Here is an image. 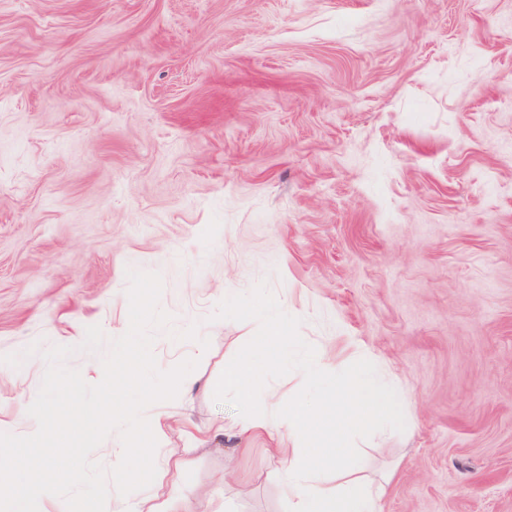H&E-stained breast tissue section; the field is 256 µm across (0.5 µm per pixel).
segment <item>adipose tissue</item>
Instances as JSON below:
<instances>
[{"instance_id":"obj_1","label":"adipose tissue","mask_w":512,"mask_h":512,"mask_svg":"<svg viewBox=\"0 0 512 512\" xmlns=\"http://www.w3.org/2000/svg\"><path fill=\"white\" fill-rule=\"evenodd\" d=\"M282 336L279 325H272L268 334L257 337L251 354L226 368L224 389L241 403L257 400L251 388L252 380L266 366L280 357ZM328 401H314L301 396L288 404L287 418H280L274 406H267L248 418L217 421L214 431L224 434L261 432L273 428H289L302 432L305 447L281 443L274 448L275 456L287 459L288 472L285 492L292 512H379L380 489L369 483L350 482L333 488L319 484L318 478L331 462L341 461L346 438L369 418L391 415L395 399L369 375L338 380ZM112 512H211L204 502H190L179 492H172L163 501L144 505L124 497L121 489L112 493Z\"/></svg>"}]
</instances>
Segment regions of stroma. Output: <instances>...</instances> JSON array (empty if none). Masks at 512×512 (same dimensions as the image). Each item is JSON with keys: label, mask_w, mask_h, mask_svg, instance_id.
<instances>
[{"label": "stroma", "mask_w": 512, "mask_h": 512, "mask_svg": "<svg viewBox=\"0 0 512 512\" xmlns=\"http://www.w3.org/2000/svg\"><path fill=\"white\" fill-rule=\"evenodd\" d=\"M159 272L150 406L201 438L178 481L214 512H291L279 431L214 435L224 369L288 342L280 413L371 366L404 407L355 430L342 476L381 512H512V0H0V421L41 350L98 383L87 327L129 325L126 273ZM38 345L20 367L2 363ZM333 376V377H334Z\"/></svg>", "instance_id": "35a3bbf8"}]
</instances>
